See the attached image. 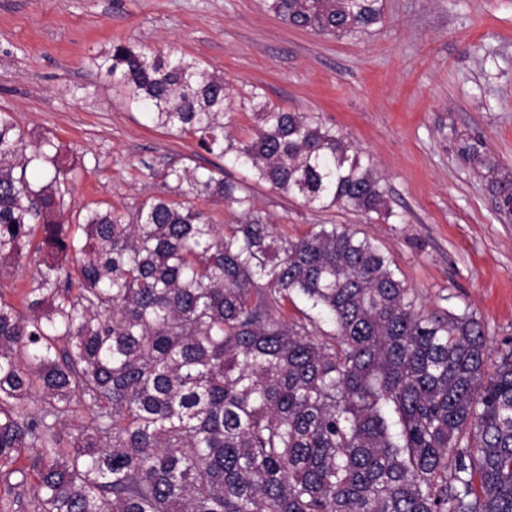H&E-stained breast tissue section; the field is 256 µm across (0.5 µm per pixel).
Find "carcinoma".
<instances>
[{"label": "carcinoma", "mask_w": 512, "mask_h": 512, "mask_svg": "<svg viewBox=\"0 0 512 512\" xmlns=\"http://www.w3.org/2000/svg\"><path fill=\"white\" fill-rule=\"evenodd\" d=\"M382 7L270 3L331 38L369 31ZM91 67L223 164H147L161 190L134 211L61 224L75 167L0 113V275L35 265L24 310L0 295V512L24 492L30 512H512V345L488 365L481 322L418 308L367 238L336 224L292 238L226 175L380 215L372 163L314 112L235 102L173 47L115 44ZM238 109L257 112L247 141L229 132ZM458 154L512 215V169L478 143ZM296 297L309 312L286 320Z\"/></svg>", "instance_id": "carcinoma-1"}]
</instances>
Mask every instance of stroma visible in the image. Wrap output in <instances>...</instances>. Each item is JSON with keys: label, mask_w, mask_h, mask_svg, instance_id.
Listing matches in <instances>:
<instances>
[{"label": "stroma", "mask_w": 512, "mask_h": 512, "mask_svg": "<svg viewBox=\"0 0 512 512\" xmlns=\"http://www.w3.org/2000/svg\"><path fill=\"white\" fill-rule=\"evenodd\" d=\"M370 32L289 26L268 0H0V112L28 143L53 138L76 163L64 221L128 209L159 190L147 166H211L192 138L150 127L91 56L113 44L176 48L223 76L234 99L262 87L289 111L343 130L382 178L389 213L326 211L254 187L289 235L347 224L378 246L427 311L473 314L489 358L512 338V217L499 214L456 141L512 168V0H382Z\"/></svg>", "instance_id": "stroma-1"}]
</instances>
